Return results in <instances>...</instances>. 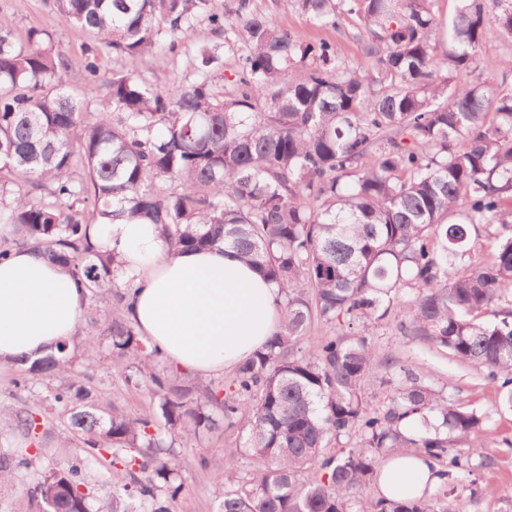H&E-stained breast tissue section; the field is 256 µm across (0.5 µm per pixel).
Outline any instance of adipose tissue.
<instances>
[{
	"label": "adipose tissue",
	"instance_id": "1",
	"mask_svg": "<svg viewBox=\"0 0 512 512\" xmlns=\"http://www.w3.org/2000/svg\"><path fill=\"white\" fill-rule=\"evenodd\" d=\"M90 237L112 252V274L130 288L125 317L176 370L208 380L249 358L277 329L280 288L233 250L175 254L153 224H94ZM80 296L66 268L32 248L12 251L0 262V361L40 358L71 340ZM441 481L426 457L400 452L384 465L379 489L406 498Z\"/></svg>",
	"mask_w": 512,
	"mask_h": 512
}]
</instances>
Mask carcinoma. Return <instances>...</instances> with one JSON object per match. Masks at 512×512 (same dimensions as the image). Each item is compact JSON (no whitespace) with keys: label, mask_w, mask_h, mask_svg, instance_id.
I'll return each mask as SVG.
<instances>
[{"label":"carcinoma","mask_w":512,"mask_h":512,"mask_svg":"<svg viewBox=\"0 0 512 512\" xmlns=\"http://www.w3.org/2000/svg\"><path fill=\"white\" fill-rule=\"evenodd\" d=\"M189 0H54L90 40L85 76L112 56L127 69L104 78L96 106L81 98L51 36L20 37L0 19V224L68 266L80 315L128 361L126 381L156 404L132 417L76 374L69 344L11 362L14 393L44 378L80 451L48 441L49 419L18 398L0 402L24 445L0 448V484L40 456L21 492L42 512H172L181 490L174 441L245 432L244 453L213 463L221 512H460L447 484L430 498L370 496L382 462L413 449L453 481L486 449V411L451 401L412 365L374 357L370 327L395 313L405 336L500 382L512 410V86L461 83L491 40L512 41V0H458L439 24L437 0H289L321 26L355 17L365 63L328 40L306 42L240 0L245 32L235 80L205 75L165 89L139 71L160 35L190 28ZM157 224L174 252L222 245L282 288L279 329L239 364L229 384L168 373L121 308L86 309L111 293L113 255L91 241L99 222ZM502 226L490 261L466 263L470 228ZM342 326L313 349L299 341L313 318ZM385 371L380 392L364 385ZM109 457L112 501L94 506L92 462Z\"/></svg>","instance_id":"obj_1"}]
</instances>
